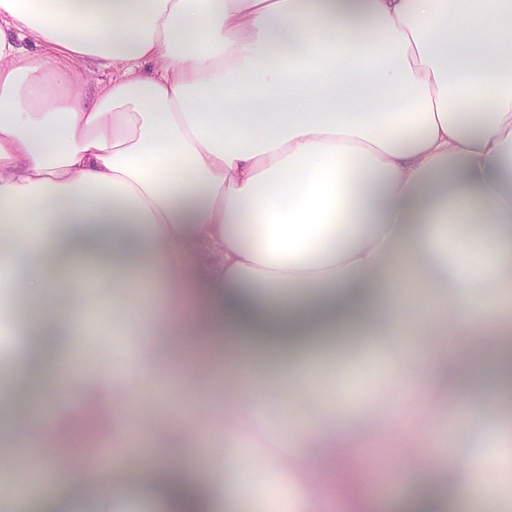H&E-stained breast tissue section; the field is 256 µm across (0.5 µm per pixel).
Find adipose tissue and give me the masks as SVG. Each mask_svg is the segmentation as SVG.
<instances>
[{"label": "adipose tissue", "instance_id": "adipose-tissue-1", "mask_svg": "<svg viewBox=\"0 0 512 512\" xmlns=\"http://www.w3.org/2000/svg\"><path fill=\"white\" fill-rule=\"evenodd\" d=\"M482 3L474 39L448 0H0V224L28 229L0 286L27 290L24 335L63 266L136 282L165 333L182 288L235 336L376 327L373 288L413 324L465 317L452 224L492 226L512 286V0Z\"/></svg>", "mask_w": 512, "mask_h": 512}]
</instances>
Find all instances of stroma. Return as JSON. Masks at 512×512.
I'll return each mask as SVG.
<instances>
[{"instance_id": "stroma-1", "label": "stroma", "mask_w": 512, "mask_h": 512, "mask_svg": "<svg viewBox=\"0 0 512 512\" xmlns=\"http://www.w3.org/2000/svg\"><path fill=\"white\" fill-rule=\"evenodd\" d=\"M22 289H14L8 315H0V407L18 408L34 421L30 448L12 447L18 463L0 469V498L9 512H165L153 494L154 468L179 459L182 474L199 494L220 491L232 443L251 458L254 473L238 478L234 498L224 512H272L275 491H282L286 512H349L335 486L318 488L312 470L332 468L334 461L306 437L316 427L326 437L345 430L357 445L349 451L348 468L362 478L363 494L373 512H405L427 499L454 512H483L489 476L497 474L499 512H512V401L488 407V390L475 382L461 389L440 385L425 370L408 364L420 347L417 327L404 336L370 337L369 348L352 347L344 356L330 351L332 337L304 355L269 347L250 379L229 367L223 337L198 342L173 356L162 337L152 335L147 314L126 325L122 317L137 309L135 288L85 287L67 279L46 301L50 322L64 317L77 326L72 336L17 337L16 325L27 318ZM479 326L462 321L441 334L447 358L459 368L497 366V345L475 351ZM83 375L84 389L64 387L58 401L25 408L32 378ZM249 384L251 395L235 402L213 394V385ZM324 395L320 416L298 396L300 388ZM428 410H421L423 395ZM95 419L97 437L85 450H72L66 481L51 472L29 474L27 452L47 459L56 455L66 434ZM278 429L306 445L298 453L276 447L269 438ZM482 456L485 468L449 469L421 466L432 455ZM98 460L118 496L103 495L88 476ZM468 484L467 501L456 499Z\"/></svg>"}]
</instances>
